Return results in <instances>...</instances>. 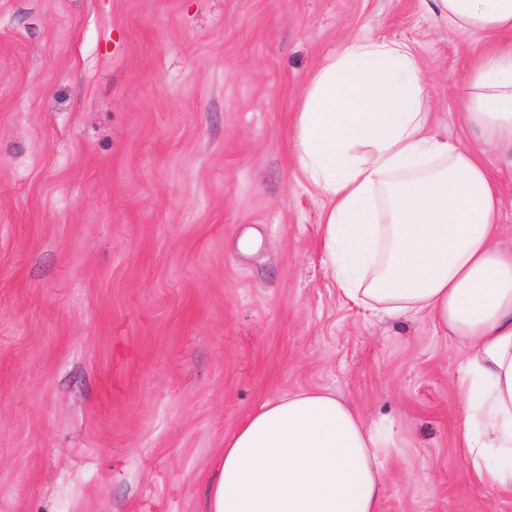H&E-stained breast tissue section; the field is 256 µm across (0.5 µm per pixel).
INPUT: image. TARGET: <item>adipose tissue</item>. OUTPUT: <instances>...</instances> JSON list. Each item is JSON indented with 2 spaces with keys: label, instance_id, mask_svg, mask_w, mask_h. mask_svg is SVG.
<instances>
[{
  "label": "adipose tissue",
  "instance_id": "adipose-tissue-1",
  "mask_svg": "<svg viewBox=\"0 0 512 512\" xmlns=\"http://www.w3.org/2000/svg\"><path fill=\"white\" fill-rule=\"evenodd\" d=\"M460 35L512 32V0H431ZM415 50L354 40L314 75L296 115L298 169L327 202L328 272L379 314H429L463 343L459 450L481 484L512 492V246L482 151L433 133ZM462 116L512 155V50L473 67ZM390 426L366 427L329 390L263 403L224 441L203 512H379Z\"/></svg>",
  "mask_w": 512,
  "mask_h": 512
}]
</instances>
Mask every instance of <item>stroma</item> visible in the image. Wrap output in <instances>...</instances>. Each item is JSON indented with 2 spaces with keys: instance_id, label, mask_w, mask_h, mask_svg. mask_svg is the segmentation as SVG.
Masks as SVG:
<instances>
[{
  "instance_id": "1",
  "label": "stroma",
  "mask_w": 512,
  "mask_h": 512,
  "mask_svg": "<svg viewBox=\"0 0 512 512\" xmlns=\"http://www.w3.org/2000/svg\"><path fill=\"white\" fill-rule=\"evenodd\" d=\"M412 45L435 129L489 42L426 0H0V512H203L261 403L398 426L380 512H512L457 449L460 344L326 272L301 96L356 39ZM512 240V159L486 152Z\"/></svg>"
}]
</instances>
